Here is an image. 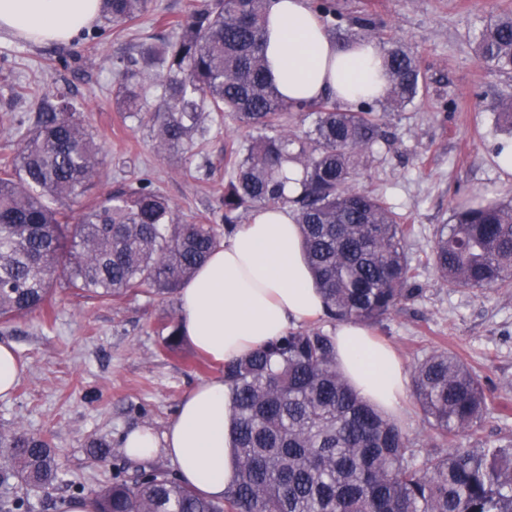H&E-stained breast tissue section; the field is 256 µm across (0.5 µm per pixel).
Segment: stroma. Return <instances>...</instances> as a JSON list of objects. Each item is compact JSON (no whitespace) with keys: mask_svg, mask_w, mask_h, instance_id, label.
Masks as SVG:
<instances>
[{"mask_svg":"<svg viewBox=\"0 0 512 512\" xmlns=\"http://www.w3.org/2000/svg\"><path fill=\"white\" fill-rule=\"evenodd\" d=\"M198 0H151L127 30L93 28L66 43L0 39V163L17 152L18 130L31 126L44 99L70 92L77 114L104 146L99 177L83 196L102 198L113 184L150 179L184 219L212 216L224 189L217 161L229 142L246 136L233 121L214 124L193 158L161 156L154 133L136 127L118 108L117 57L149 38L176 32L159 17L186 16ZM341 27L370 16L381 36L401 41L417 58L427 92L413 105L381 113L387 139L363 155L355 185L383 196L411 225L407 252L419 260V293L382 323L377 337L390 343L406 368L433 349L456 353L480 378L490 410L474 435L479 443L512 442V288L475 290L445 286L421 260L437 229L467 199L512 202V173L496 162L512 143L480 98L512 95V72L499 73L475 53L484 18L512 12V0H336ZM35 90L10 107L13 85ZM177 295L140 294L118 301L78 296L62 284L44 311L0 322V341L14 344L28 365L15 392L0 398V431L17 428L51 439L65 475L52 495L19 486L20 512H61L63 502L88 497L116 479L132 480L140 463L128 460L122 437L137 426L163 433L180 400L224 366L189 343L168 352L161 322L179 316ZM109 442L99 461L91 441Z\"/></svg>","mask_w":512,"mask_h":512,"instance_id":"stroma-1","label":"stroma"}]
</instances>
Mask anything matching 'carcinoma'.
I'll use <instances>...</instances> for the list:
<instances>
[{
	"label": "carcinoma",
	"instance_id": "cac0c4a2",
	"mask_svg": "<svg viewBox=\"0 0 512 512\" xmlns=\"http://www.w3.org/2000/svg\"><path fill=\"white\" fill-rule=\"evenodd\" d=\"M271 0H201L170 22L174 40L140 45L117 59L122 111L154 131L161 153L195 155L226 117L252 131L224 148L220 224H188L169 199L138 179L81 207H65L99 176L101 146L74 116L68 93L42 104L15 159L0 166V322L40 310L54 282L87 296L118 300L165 294L195 273L234 232L243 215L287 207L300 225L302 249L326 316L377 325L418 292V265L406 252L412 227L387 204L354 187L359 159L385 139L373 107L344 110L331 96L288 102L268 76L267 10ZM150 0H101L116 27L137 20ZM375 24L352 21L339 43L371 39ZM384 49L387 104L405 107L424 88L416 57L395 40ZM481 63L512 72V14L502 12L477 37ZM157 92L148 101L146 84ZM512 129V97L489 108ZM313 116L295 132L291 114ZM303 172L290 194L283 164ZM450 288L488 290L512 284V203L466 200L441 225L425 256ZM165 347L181 348L180 321L163 324ZM232 395L234 483L215 501L152 468L131 483L92 494L94 512H512V444L465 445L489 409L475 373L445 348L412 371L413 395L432 430L422 454L398 423L359 398L334 360L332 336L292 329L224 364ZM44 492L61 481L51 442L0 431V487L11 481Z\"/></svg>",
	"mask_w": 512,
	"mask_h": 512
}]
</instances>
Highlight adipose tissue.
Wrapping results in <instances>:
<instances>
[{
	"mask_svg": "<svg viewBox=\"0 0 512 512\" xmlns=\"http://www.w3.org/2000/svg\"><path fill=\"white\" fill-rule=\"evenodd\" d=\"M99 12L100 0H0V35L69 42L93 28ZM267 16L269 76L285 99L330 95L354 106L385 94L382 53L373 41L339 47L309 0H273ZM178 298L183 337L219 362L325 313L299 226L286 208L255 212L182 284ZM333 339L336 365L351 389L380 412L398 414L407 377L394 350L358 323L338 324ZM232 426L231 393L215 378L184 396L163 435L139 427L124 436L122 448L133 460L164 453L183 482L216 500L235 478Z\"/></svg>",
	"mask_w": 512,
	"mask_h": 512,
	"instance_id": "adipose-tissue-1",
	"label": "adipose tissue"
}]
</instances>
